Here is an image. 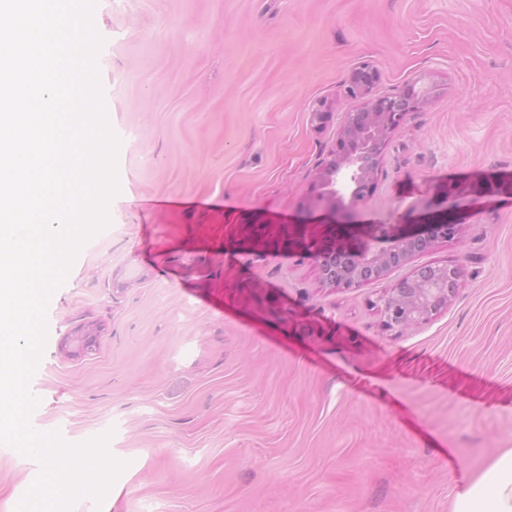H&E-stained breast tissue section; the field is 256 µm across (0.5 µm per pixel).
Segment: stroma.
Here are the masks:
<instances>
[{"label":"stroma","mask_w":512,"mask_h":512,"mask_svg":"<svg viewBox=\"0 0 512 512\" xmlns=\"http://www.w3.org/2000/svg\"><path fill=\"white\" fill-rule=\"evenodd\" d=\"M93 16L119 191L50 298L31 424L108 435L126 467L72 512H451L454 484L512 448V193L356 288L323 286L283 242L362 64L381 94L447 85L392 138L362 224L512 183V0H97ZM444 265L461 270L447 308L385 329L378 298ZM85 324L95 348L65 356ZM38 471L0 446V512Z\"/></svg>","instance_id":"obj_1"}]
</instances>
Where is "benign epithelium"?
<instances>
[{"label": "benign epithelium", "instance_id": "obj_1", "mask_svg": "<svg viewBox=\"0 0 512 512\" xmlns=\"http://www.w3.org/2000/svg\"><path fill=\"white\" fill-rule=\"evenodd\" d=\"M377 69L366 64L351 70L348 87L358 101L344 113L334 149L316 172L306 195L307 212L317 210L324 223L339 225L340 232L319 236L300 230L292 239L304 256L315 260L322 284L331 288H355L386 275L403 264L419 247L458 237L460 213L465 210L458 191L448 188L445 212L431 214L424 224H411L400 233L389 226L373 225L365 235L356 232L357 213L377 189L389 142L407 113L418 110L442 93V84L424 75L407 82L392 95H380ZM460 268H421L411 280L420 287L410 290L397 282L374 307L384 327L405 330L447 307L457 288ZM98 332L79 327L66 337L61 350L78 357L93 350Z\"/></svg>", "mask_w": 512, "mask_h": 512}]
</instances>
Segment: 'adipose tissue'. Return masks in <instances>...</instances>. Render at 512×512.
Instances as JSON below:
<instances>
[{"mask_svg": "<svg viewBox=\"0 0 512 512\" xmlns=\"http://www.w3.org/2000/svg\"><path fill=\"white\" fill-rule=\"evenodd\" d=\"M451 512H512V448L479 476L455 485Z\"/></svg>", "mask_w": 512, "mask_h": 512, "instance_id": "obj_1", "label": "adipose tissue"}]
</instances>
